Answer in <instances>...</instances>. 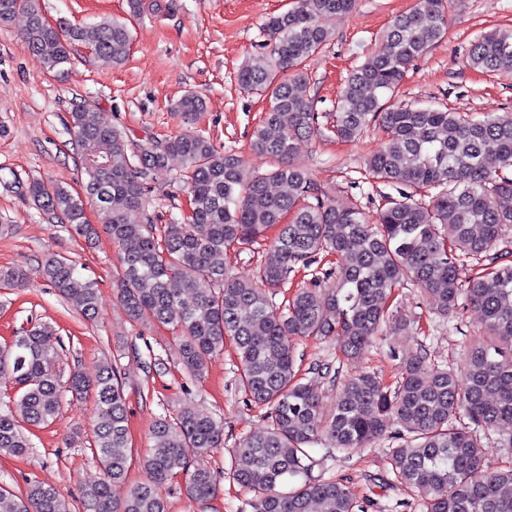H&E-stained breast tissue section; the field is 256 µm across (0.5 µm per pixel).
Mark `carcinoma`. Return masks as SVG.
I'll use <instances>...</instances> for the list:
<instances>
[{"instance_id": "cac0c4a2", "label": "carcinoma", "mask_w": 512, "mask_h": 512, "mask_svg": "<svg viewBox=\"0 0 512 512\" xmlns=\"http://www.w3.org/2000/svg\"><path fill=\"white\" fill-rule=\"evenodd\" d=\"M355 5L295 0L262 25L264 52L239 69L237 81L267 102L251 141L253 150L275 160L266 173L250 172L239 156L200 133L151 139L131 152L125 133L83 100L69 112L72 145L87 175L83 192L52 180L26 184L36 206L62 216L88 241L97 229L86 217L85 200L94 202L99 223L118 247V290L129 315L172 327L181 341L180 364L195 378L232 343L238 390L266 407L267 425L232 449L227 473L203 461L224 441L213 417L187 410L159 419L142 458L145 480L117 502L112 485L126 479L131 460L118 371L106 362L89 379L75 369L64 387L58 354L48 346L55 329L43 323L20 332L0 350V374L17 388L16 398L0 402V454L28 453L26 427L53 423L66 393H91L98 410L91 450L102 474L80 487L83 512H168L163 488L179 475L191 499L207 502L226 474L251 494L252 512H358L343 480L311 475L315 446L328 441L342 452L368 448L391 424L398 438L410 440L389 449L396 481L418 497L423 512H512V494L504 492L512 486V466L488 464L481 438L461 423L465 417L512 446V252L495 250L503 227L512 225V112L476 119L400 99L408 72L447 33V0H418L390 20L378 46L348 75L332 122L321 129L306 63L327 45L336 18ZM20 12L27 50L50 69L75 59L79 46L115 67L127 60L132 34L126 21L53 25L40 0H0V23ZM466 63L511 71L512 28L478 36ZM176 109L195 114L203 102L188 92ZM372 123L385 141L366 168L397 189L383 197L373 222L359 208L337 207L308 171L291 162L314 136L328 131L353 141ZM175 157L183 162L180 181L189 209L157 224L145 209L147 180ZM424 189L435 190L427 202L417 199ZM273 226L279 232L261 268L270 288L285 287L299 264L308 268L330 254L340 259L334 272L316 268L309 284L280 307L256 283L224 269V252L258 243ZM470 258L486 267L464 277ZM186 268L193 277L183 276ZM40 274L94 319L96 283L72 260L51 255ZM407 284L432 297L444 320L466 305L481 311L483 336L467 349L465 376L419 351L393 388L373 373L336 383L335 406L323 416L316 389L301 381L293 340L333 338L353 359L384 330L407 326L392 309L396 289ZM0 512L72 510L55 487L31 480L21 494L0 487Z\"/></svg>"}]
</instances>
